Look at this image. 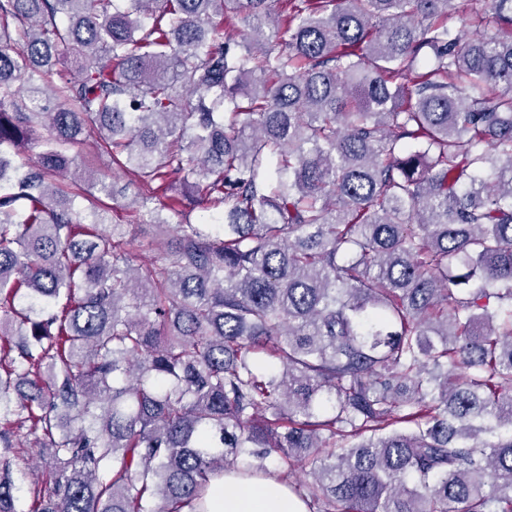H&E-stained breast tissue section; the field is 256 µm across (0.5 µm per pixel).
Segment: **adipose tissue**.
Here are the masks:
<instances>
[{
    "label": "adipose tissue",
    "mask_w": 512,
    "mask_h": 512,
    "mask_svg": "<svg viewBox=\"0 0 512 512\" xmlns=\"http://www.w3.org/2000/svg\"><path fill=\"white\" fill-rule=\"evenodd\" d=\"M207 512H306V508L275 479H250L227 472L213 480Z\"/></svg>",
    "instance_id": "adipose-tissue-1"
}]
</instances>
